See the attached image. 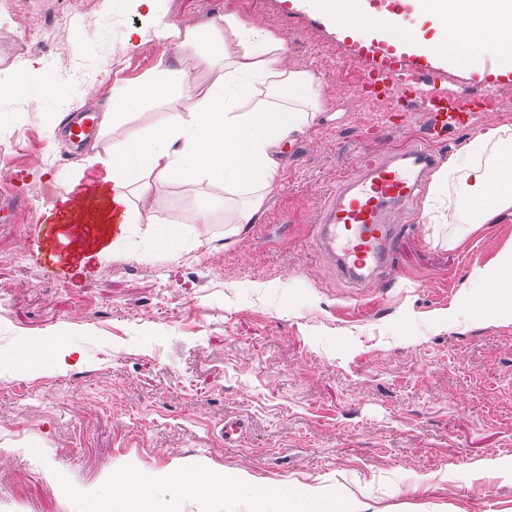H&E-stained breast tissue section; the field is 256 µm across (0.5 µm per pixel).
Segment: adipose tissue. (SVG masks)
<instances>
[{
  "mask_svg": "<svg viewBox=\"0 0 512 512\" xmlns=\"http://www.w3.org/2000/svg\"><path fill=\"white\" fill-rule=\"evenodd\" d=\"M155 21L154 36L162 46L157 64L134 84H114L105 116L121 125L137 105H159L169 97L181 100L180 110L167 113L151 128L113 141L101 158L112 183L113 201L126 205V221L140 223L161 194L176 182L201 185L195 202L198 222L209 223L233 189L271 187L282 167L280 146L293 142L319 111V82L307 71L285 66L286 49L272 34L236 16L216 17L203 28H183L166 21L161 0H125ZM414 14L430 21L431 37L406 29L401 16L375 14L359 0H305L304 6L324 17L344 19L343 34L356 39L397 40L399 49L428 56L444 54L449 66L467 64L463 48L494 45L497 70L512 71V0L489 10L480 0H407ZM223 47L216 59L223 73L207 84L192 82L183 59L201 49ZM301 95L303 108L272 104L277 95ZM500 159L481 164L488 148ZM453 209L463 224H485L499 214H512V130L490 126L468 140L435 172L425 216ZM483 294L472 297L481 312L487 294H496L499 316L512 319V251L489 268L475 270Z\"/></svg>",
  "mask_w": 512,
  "mask_h": 512,
  "instance_id": "adipose-tissue-1",
  "label": "adipose tissue"
}]
</instances>
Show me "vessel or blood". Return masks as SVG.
<instances>
[{
	"instance_id": "vessel-or-blood-1",
	"label": "vessel or blood",
	"mask_w": 512,
	"mask_h": 512,
	"mask_svg": "<svg viewBox=\"0 0 512 512\" xmlns=\"http://www.w3.org/2000/svg\"><path fill=\"white\" fill-rule=\"evenodd\" d=\"M358 54L372 60L371 73L381 81L384 91L413 92L439 130L460 123L468 109L465 95L426 89L421 66L409 55L396 54L391 45L372 42L361 45ZM97 129V115L85 112L79 120L66 123L65 134L69 143L77 146ZM436 164L434 148L415 143L386 152L345 175L318 205L317 251L326 254L345 277L358 279L376 273L381 280H388L403 232L396 219L413 209ZM23 206L20 193L1 191L0 223H17Z\"/></svg>"
}]
</instances>
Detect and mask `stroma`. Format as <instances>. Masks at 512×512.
<instances>
[{
	"label": "stroma",
	"instance_id": "obj_1",
	"mask_svg": "<svg viewBox=\"0 0 512 512\" xmlns=\"http://www.w3.org/2000/svg\"><path fill=\"white\" fill-rule=\"evenodd\" d=\"M9 0L0 11V167L21 173L27 208L0 224V512H98L111 477L161 476L160 512H259L253 489L312 494L334 512H512V322L469 307L474 269L512 249V215L467 224H408L387 283L335 277L313 246L317 204L360 155L422 140L418 104L370 103L350 67L352 37L318 13L281 0H162L169 21L200 28L232 14L272 32L287 67L319 82L321 107L305 134L283 145L277 184L253 223L232 219L251 192L223 196V219L179 220L198 186L173 184L150 220L114 229L105 208L61 224L110 185L93 150L65 153L58 132L88 105L104 109L115 82L157 62L151 21L121 0ZM40 14L46 34L18 28ZM65 35L76 76L57 78L51 45ZM144 50L133 59L131 44ZM487 47L463 70L424 72L430 87L512 92V71L491 76ZM54 78L24 103L30 61ZM176 102L131 109L101 146L152 127ZM512 111L474 113L436 138L440 161ZM174 229L183 250L155 238ZM52 341L66 368L30 364L31 341ZM244 422L241 446L225 419ZM223 475L233 496H205L163 478Z\"/></svg>",
	"mask_w": 512,
	"mask_h": 512
}]
</instances>
